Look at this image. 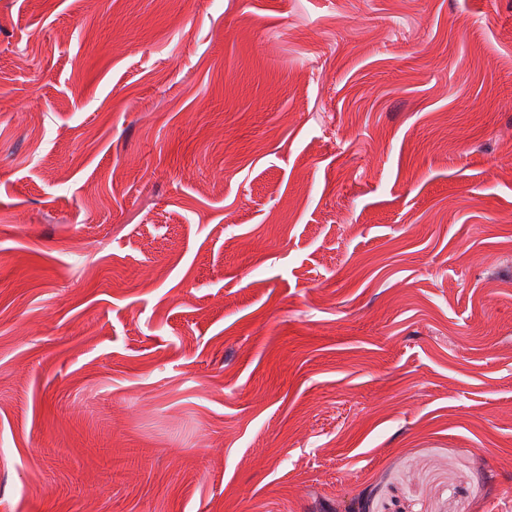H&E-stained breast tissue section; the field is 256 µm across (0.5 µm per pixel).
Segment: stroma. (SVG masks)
I'll list each match as a JSON object with an SVG mask.
<instances>
[{
  "label": "stroma",
  "instance_id": "35a3bbf8",
  "mask_svg": "<svg viewBox=\"0 0 512 512\" xmlns=\"http://www.w3.org/2000/svg\"><path fill=\"white\" fill-rule=\"evenodd\" d=\"M512 512V0H0V512Z\"/></svg>",
  "mask_w": 512,
  "mask_h": 512
}]
</instances>
